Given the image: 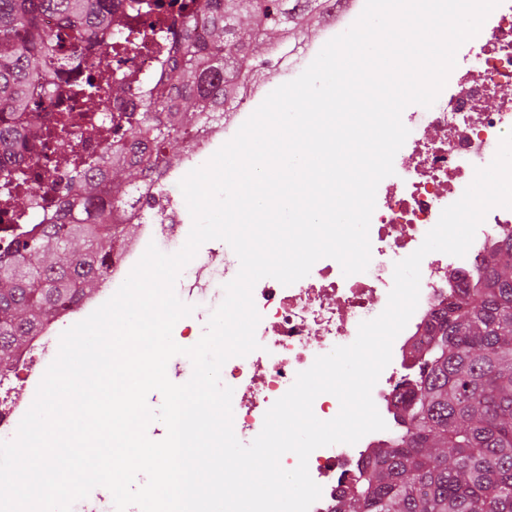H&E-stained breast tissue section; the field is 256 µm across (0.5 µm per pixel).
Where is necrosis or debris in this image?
<instances>
[{
    "mask_svg": "<svg viewBox=\"0 0 512 512\" xmlns=\"http://www.w3.org/2000/svg\"><path fill=\"white\" fill-rule=\"evenodd\" d=\"M179 5L172 0H142L141 9L124 10L111 36L97 45L102 65L124 81L122 99L107 98L89 112L92 122L111 121L147 100L169 76V49L179 41ZM479 77H463L453 99L437 98L426 111L406 107L402 122L409 135L394 158V173L379 183L371 216V261L366 271L344 275L332 258L319 259L310 273L285 286L273 278L259 280L253 300L261 320L256 328L259 350L233 357L222 367L224 383L246 389L232 401L235 435L251 443L261 432L264 416L293 385L299 372L334 347L351 344L362 321L386 308L394 284V265L415 252L439 220L442 210L457 201L471 184L476 169L488 166L501 138L512 131V99L493 109L485 102L501 88L512 86V10L501 11L484 32L479 49ZM244 112H220L207 127L191 132V153L174 169L149 179L134 202L115 207L124 223L136 225L135 237L118 238L112 250L108 281L120 286L148 245L170 251L184 242L192 218L183 198L168 189L173 176H185L229 141L247 120ZM28 181L46 184L30 210L0 204V243L26 224L55 223L66 199L65 169H52L42 150L25 154L21 163ZM512 240V208L491 209L478 228L467 254H427L421 262L418 306L395 338L392 359L372 390V399L386 423L385 430L363 436L356 444L338 443L314 450L308 460L311 478L322 495L310 512H336L371 449L388 444L400 428V397L418 373L416 349L428 348L431 315L450 295L472 286L484 258Z\"/></svg>",
    "mask_w": 512,
    "mask_h": 512,
    "instance_id": "obj_1",
    "label": "necrosis or debris"
}]
</instances>
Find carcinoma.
<instances>
[{
  "instance_id": "obj_1",
  "label": "carcinoma",
  "mask_w": 512,
  "mask_h": 512,
  "mask_svg": "<svg viewBox=\"0 0 512 512\" xmlns=\"http://www.w3.org/2000/svg\"><path fill=\"white\" fill-rule=\"evenodd\" d=\"M124 0H0V178L24 182L19 162L47 138L68 146L74 122L47 127L56 80L95 68L92 47L112 31ZM319 0H205L181 15L171 83L125 113L116 145L92 169L72 168L69 205L54 224L23 230L0 248V374L44 323L76 307L105 279L123 186L168 165L167 151L233 101L237 84L269 66L257 54L276 31L296 41L320 17ZM53 17L56 28L46 26ZM98 74L76 84L86 106L119 98ZM125 175L127 184L116 181ZM403 394L402 429L359 472L336 512H512V241L494 251L473 288L434 317L433 343Z\"/></svg>"
}]
</instances>
